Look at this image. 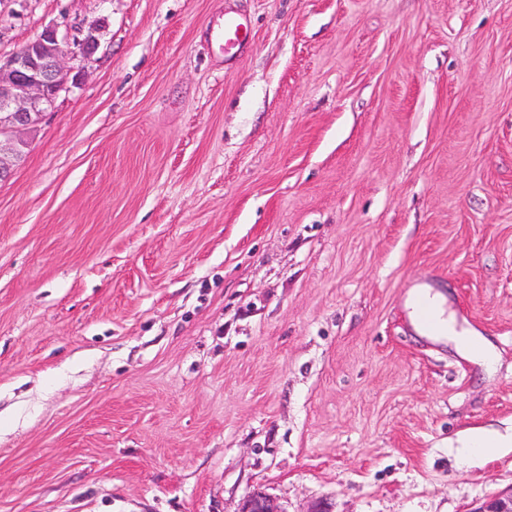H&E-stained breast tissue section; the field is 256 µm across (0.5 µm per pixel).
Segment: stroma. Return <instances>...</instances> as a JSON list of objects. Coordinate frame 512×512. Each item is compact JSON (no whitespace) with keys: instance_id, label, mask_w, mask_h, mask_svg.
<instances>
[{"instance_id":"obj_1","label":"stroma","mask_w":512,"mask_h":512,"mask_svg":"<svg viewBox=\"0 0 512 512\" xmlns=\"http://www.w3.org/2000/svg\"><path fill=\"white\" fill-rule=\"evenodd\" d=\"M48 30L98 46L0 183V512L512 490L458 446L512 427V0H0V57ZM251 21L244 15L232 11L224 12L222 25L214 29L213 38L224 45V59L231 60L243 49L250 39ZM231 50H235L231 53ZM427 285H420L419 288H415L413 293V300L415 305L418 307L419 317L423 322V329L427 336H436L438 330L436 325L431 320L430 303L425 292ZM434 313L441 323V330L448 332V340L454 343L457 351L463 355L473 357L486 367H491L498 361L491 343L482 336H461L455 331V319L452 314L444 317L445 310L442 307L440 298L434 296L430 299Z\"/></svg>"}]
</instances>
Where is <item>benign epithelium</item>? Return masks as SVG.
Instances as JSON below:
<instances>
[{"label":"benign epithelium","instance_id":"benign-epithelium-1","mask_svg":"<svg viewBox=\"0 0 512 512\" xmlns=\"http://www.w3.org/2000/svg\"><path fill=\"white\" fill-rule=\"evenodd\" d=\"M73 57L69 43L47 30L8 58H0V182L24 160L26 134L53 111L60 92L80 84L84 68L69 65ZM239 512L281 510L257 494ZM475 512H512V492L489 500Z\"/></svg>","mask_w":512,"mask_h":512}]
</instances>
